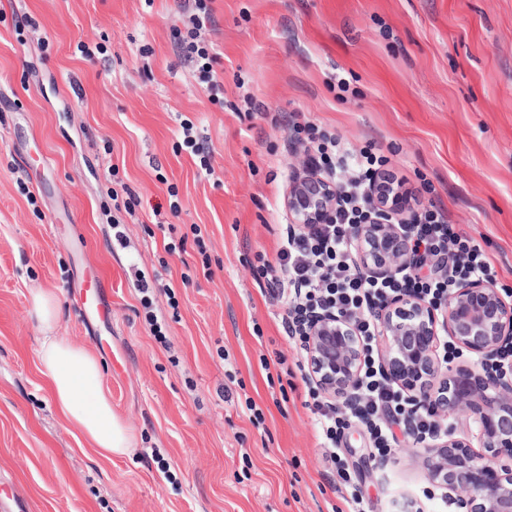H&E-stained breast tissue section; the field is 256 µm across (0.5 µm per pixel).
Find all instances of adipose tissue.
Listing matches in <instances>:
<instances>
[{"label": "adipose tissue", "mask_w": 512, "mask_h": 512, "mask_svg": "<svg viewBox=\"0 0 512 512\" xmlns=\"http://www.w3.org/2000/svg\"><path fill=\"white\" fill-rule=\"evenodd\" d=\"M33 314L43 336L39 351L42 374L63 421L77 428L103 458L130 453L137 437L113 410L102 384V370L85 347L56 336L59 303L49 289L31 293Z\"/></svg>", "instance_id": "1"}]
</instances>
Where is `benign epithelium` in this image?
Masks as SVG:
<instances>
[{"mask_svg": "<svg viewBox=\"0 0 512 512\" xmlns=\"http://www.w3.org/2000/svg\"><path fill=\"white\" fill-rule=\"evenodd\" d=\"M377 218L360 226L356 247L361 266L373 276H393L408 264L403 228L412 205L404 184L385 176L370 190ZM337 189L317 173L293 181L286 205L293 224H325L333 215ZM381 360L391 381L429 399L444 416L462 414L470 434H437L421 449L431 483L460 512H512V368L491 373L483 363L512 340V302L489 281L465 280L448 302L398 295L378 310ZM475 358L451 370L437 355L440 334ZM356 331L349 321L325 313L310 326V378L328 397H344L359 373Z\"/></svg>", "mask_w": 512, "mask_h": 512, "instance_id": "benign-epithelium-1", "label": "benign epithelium"}]
</instances>
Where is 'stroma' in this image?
<instances>
[{
    "label": "stroma",
    "mask_w": 512,
    "mask_h": 512,
    "mask_svg": "<svg viewBox=\"0 0 512 512\" xmlns=\"http://www.w3.org/2000/svg\"><path fill=\"white\" fill-rule=\"evenodd\" d=\"M212 7L220 105L173 48L181 0H0V483L27 512L339 503L285 308L252 271L256 253L275 256L288 189L309 164L286 144L295 114L381 146L418 206L442 208L489 258L496 288L512 289V0ZM27 15L40 30L21 43L14 24ZM81 42L107 52L84 58ZM336 74L348 91L333 87ZM185 119L213 175L177 151ZM113 165L138 197L133 212L114 207ZM195 224L199 244L188 237ZM179 238L184 251L166 254ZM90 269L112 304L111 323L95 330L73 300ZM33 288L56 294L58 335L97 355L112 407L137 436L132 456L101 458L61 420L39 370ZM280 354L292 369L285 394L268 380ZM341 455L371 512L422 507L429 481L413 442L381 468L357 427Z\"/></svg>",
    "instance_id": "obj_1"
}]
</instances>
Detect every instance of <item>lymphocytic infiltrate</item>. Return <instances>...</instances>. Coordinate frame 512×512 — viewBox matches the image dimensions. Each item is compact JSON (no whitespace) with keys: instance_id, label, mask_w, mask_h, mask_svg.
Segmentation results:
<instances>
[{"instance_id":"obj_1","label":"lymphocytic infiltrate","mask_w":512,"mask_h":512,"mask_svg":"<svg viewBox=\"0 0 512 512\" xmlns=\"http://www.w3.org/2000/svg\"><path fill=\"white\" fill-rule=\"evenodd\" d=\"M211 2L183 0L182 25L173 32V47L192 63L199 82L216 92L217 56L205 37L215 24ZM291 139L307 143L311 165L335 183L336 212L325 224L286 225L275 258L257 254L254 270L257 279L265 280L268 295L285 304L283 330L297 351L305 349L312 317L326 310L347 316L357 332L362 360L349 406H336L314 386L308 395L319 416L321 445L345 491L347 512H369L355 473L339 453L352 425L365 427L372 455L380 461L392 457L402 439L421 444L448 430L446 422L383 373L377 308L400 293L440 306L458 282L489 280L493 274L480 246L455 231L445 212L433 205L415 213L407 227L410 262L399 274L373 277L361 272L353 235L370 216L366 191L385 174L387 157L375 143L352 146L308 120L294 123Z\"/></svg>"}]
</instances>
